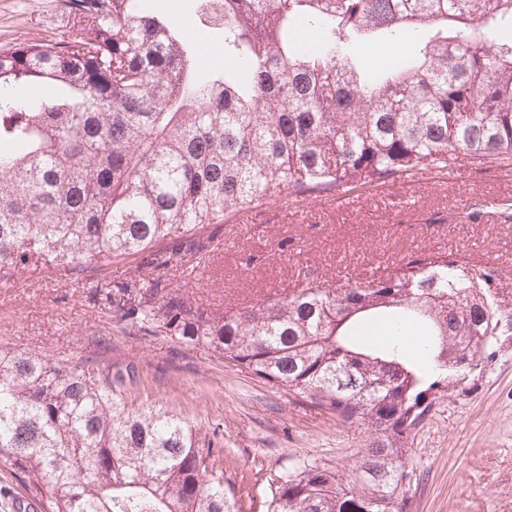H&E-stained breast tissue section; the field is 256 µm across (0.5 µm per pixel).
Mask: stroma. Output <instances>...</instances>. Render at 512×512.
I'll use <instances>...</instances> for the list:
<instances>
[{"mask_svg": "<svg viewBox=\"0 0 512 512\" xmlns=\"http://www.w3.org/2000/svg\"><path fill=\"white\" fill-rule=\"evenodd\" d=\"M62 0H0V51L26 40L74 37ZM500 184L474 159L445 184L414 188L406 204L368 196L350 211L304 197L296 214L262 224L225 217L212 231L222 254L172 286L211 307L277 281L290 288L313 273L332 282H362L368 269L420 252L473 248L507 269L512 293V223L478 218ZM121 263L86 270L72 283L32 265L0 280V344L60 360L99 350L102 360L138 372L125 394L135 404L160 402L204 433H216L226 469L263 483L285 460L351 462L365 434L343 428L309 402L272 390L202 347L120 328L90 298L101 275L119 280ZM411 512H512V345L498 350L473 389L443 396L409 440Z\"/></svg>", "mask_w": 512, "mask_h": 512, "instance_id": "obj_1", "label": "stroma"}]
</instances>
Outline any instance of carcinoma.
<instances>
[{
  "instance_id": "cac0c4a2",
  "label": "carcinoma",
  "mask_w": 512,
  "mask_h": 512,
  "mask_svg": "<svg viewBox=\"0 0 512 512\" xmlns=\"http://www.w3.org/2000/svg\"><path fill=\"white\" fill-rule=\"evenodd\" d=\"M78 35L0 52V274L60 277L136 257L97 301L145 336L202 346L308 399L369 443L348 465L290 460L262 512H410L409 439L512 340L504 272L458 251L212 310L169 287L209 262L224 214L482 158L512 168V0H224L222 71L137 0H64ZM417 50L369 73L373 42ZM51 84L46 96L20 93ZM198 239L188 255L166 240ZM422 330L408 356L405 328ZM135 368L0 345V463L47 512H240L224 449L124 395Z\"/></svg>"
}]
</instances>
